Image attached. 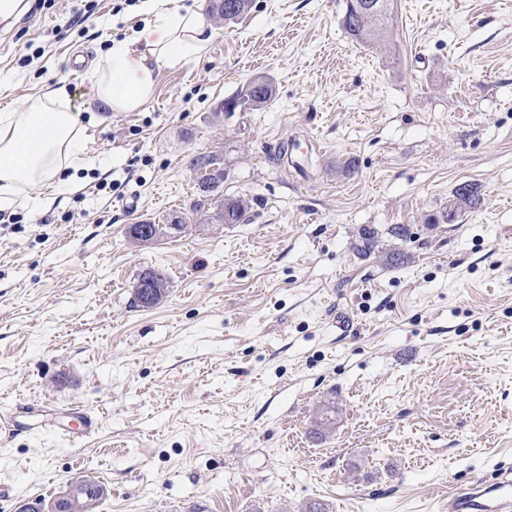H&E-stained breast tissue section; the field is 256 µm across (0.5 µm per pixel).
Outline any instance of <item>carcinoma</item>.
<instances>
[{
    "label": "carcinoma",
    "mask_w": 512,
    "mask_h": 512,
    "mask_svg": "<svg viewBox=\"0 0 512 512\" xmlns=\"http://www.w3.org/2000/svg\"><path fill=\"white\" fill-rule=\"evenodd\" d=\"M242 0H224V4H219V0H212L210 12L212 16L224 25L228 26L235 23L242 15L248 13V9L241 7L233 8V5L241 3ZM360 0H348L345 14L342 18V26L346 32L362 45H386V32L391 13L383 11L372 16H362L358 13ZM254 81L261 83V87L254 90L253 94L241 92L231 98L229 101L236 102L242 98L252 97V102L247 110L257 111L265 107L272 99L274 86L272 81L266 76H258ZM193 168L200 171L197 177L198 189L203 199L192 205V210L200 213V219L206 224H237L244 219L250 203L247 199L241 197H226L221 194L224 185V160L218 154H211L199 157L193 160ZM482 202L481 193L464 194L460 188H455L453 200L448 205V211L456 217L464 211L474 209ZM144 227H149L152 232L148 235L141 232ZM183 227V222L171 221L167 224H152L145 222L134 224L130 228V237L139 243L152 242L155 239L165 235L172 230H179ZM140 281L146 283L150 288V297L146 307H153L159 304L167 293V277L158 270H149L142 274ZM78 490V496L75 499H69L65 502L55 504V507L63 510L73 507L93 512L100 501L108 495V488L91 479L83 478L73 485Z\"/></svg>",
    "instance_id": "obj_1"
}]
</instances>
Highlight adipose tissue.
Here are the masks:
<instances>
[{
	"mask_svg": "<svg viewBox=\"0 0 512 512\" xmlns=\"http://www.w3.org/2000/svg\"><path fill=\"white\" fill-rule=\"evenodd\" d=\"M151 19L138 44L113 41L91 68L90 94L115 112H134L151 98L156 70L201 55L213 28L192 6L146 0ZM83 127L66 88L31 100L24 111L0 114V206H12L28 191L54 183L70 167L84 165Z\"/></svg>",
	"mask_w": 512,
	"mask_h": 512,
	"instance_id": "adipose-tissue-1",
	"label": "adipose tissue"
}]
</instances>
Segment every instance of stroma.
Instances as JSON below:
<instances>
[{
  "label": "stroma",
  "mask_w": 512,
  "mask_h": 512,
  "mask_svg": "<svg viewBox=\"0 0 512 512\" xmlns=\"http://www.w3.org/2000/svg\"><path fill=\"white\" fill-rule=\"evenodd\" d=\"M141 4L0 25V109L65 84L87 160L0 229V512L82 477L109 490L97 512H448L453 485L512 468V0H394L383 48L348 36L346 0H254L114 112L70 59L137 41ZM257 76L265 108L216 115ZM290 135L320 145L309 174L272 159ZM212 152L240 223L191 210ZM465 182L481 205L445 221ZM364 228L409 262L360 257ZM151 269L168 293L143 308ZM70 405L98 421L75 442L52 427ZM168 223L169 224H152L151 222H145L142 224H134L131 226L129 231L130 237L139 243H148L154 241L160 236H164L166 233H170V230H180L183 227L182 221L178 220L177 223L174 222L173 215ZM146 227H152V232L150 234H148L149 229ZM141 229L143 233L141 232Z\"/></svg>",
  "instance_id": "stroma-1"
}]
</instances>
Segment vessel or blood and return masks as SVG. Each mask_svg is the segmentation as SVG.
Listing matches in <instances>:
<instances>
[{
  "label": "vessel or blood",
  "mask_w": 512,
  "mask_h": 512,
  "mask_svg": "<svg viewBox=\"0 0 512 512\" xmlns=\"http://www.w3.org/2000/svg\"><path fill=\"white\" fill-rule=\"evenodd\" d=\"M448 512H512V471L451 488Z\"/></svg>",
  "instance_id": "1"
}]
</instances>
